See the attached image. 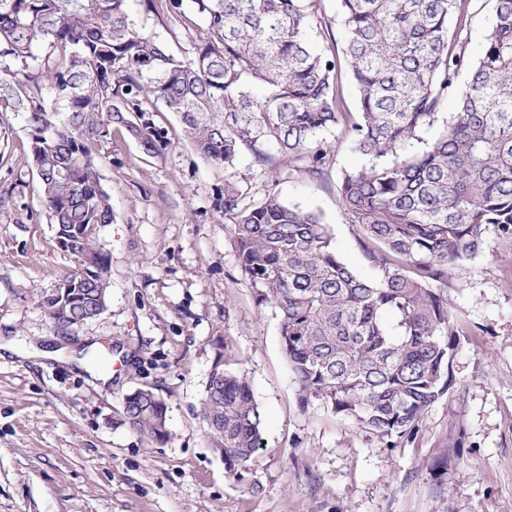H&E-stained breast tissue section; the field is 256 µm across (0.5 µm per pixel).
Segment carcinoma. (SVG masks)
Returning <instances> with one entry per match:
<instances>
[{"label": "carcinoma", "instance_id": "cac0c4a2", "mask_svg": "<svg viewBox=\"0 0 512 512\" xmlns=\"http://www.w3.org/2000/svg\"><path fill=\"white\" fill-rule=\"evenodd\" d=\"M130 0H0V112L24 114L41 203L55 238L77 264L70 291L43 302L66 330L99 317L109 256L100 242L112 201L98 162L123 129L150 155L172 146L145 117L162 104L208 164L232 170L252 157L322 174L333 130L366 158L342 173L338 206L362 227L360 245L378 278L336 254L321 215L275 194L242 205L224 177V216L255 301L279 315L284 354L302 404L381 436L405 435L449 387L456 330L448 299L454 264L484 249L489 227L512 238V0H494L495 22L476 54L462 33L468 0H340L345 43L316 50L314 0H162L174 20L204 37L170 54L131 18ZM47 51L44 65L29 62ZM468 79L458 82L460 72ZM354 83L358 115L338 90ZM455 111L427 141L448 99ZM65 102V111L55 104ZM422 145L407 151L413 143ZM397 319L390 334L382 315ZM155 392L127 400L131 429L169 440ZM211 447L230 477L260 447L264 416L248 380L214 372L200 402Z\"/></svg>", "mask_w": 512, "mask_h": 512}]
</instances>
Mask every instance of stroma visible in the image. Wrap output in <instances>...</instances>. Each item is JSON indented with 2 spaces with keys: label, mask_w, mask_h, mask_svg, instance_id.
<instances>
[{
  "label": "stroma",
  "mask_w": 512,
  "mask_h": 512,
  "mask_svg": "<svg viewBox=\"0 0 512 512\" xmlns=\"http://www.w3.org/2000/svg\"><path fill=\"white\" fill-rule=\"evenodd\" d=\"M132 17L171 53L192 37L165 10L134 0ZM153 120L172 146L155 156L124 132L98 165L112 199L102 233L110 273L97 319L61 330L42 305L72 258L58 248L39 198L23 115L0 112V512H512V239L488 229L477 256L448 278L459 347L453 383L412 432L384 437L299 404L279 317L258 306L224 218V170L205 163L177 117ZM328 170L280 167L234 175L244 201L268 194L321 211L336 251L376 279L361 230L337 203L343 172L364 159L336 134ZM265 415L263 446L228 478L199 416L224 354ZM149 388L168 405L170 438L125 423L126 394Z\"/></svg>",
  "instance_id": "stroma-1"
}]
</instances>
